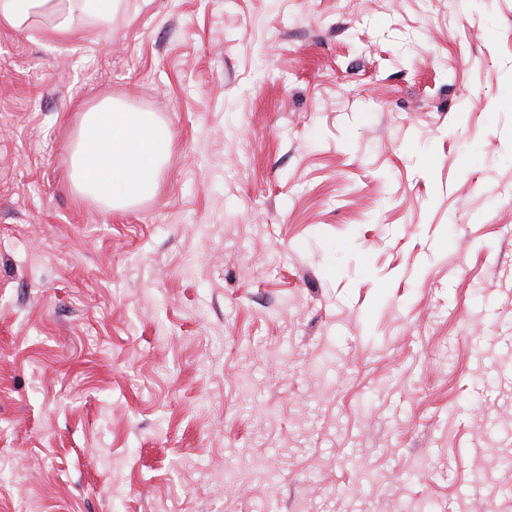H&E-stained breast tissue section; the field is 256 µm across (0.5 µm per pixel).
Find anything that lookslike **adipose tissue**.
Instances as JSON below:
<instances>
[{"instance_id": "obj_1", "label": "adipose tissue", "mask_w": 512, "mask_h": 512, "mask_svg": "<svg viewBox=\"0 0 512 512\" xmlns=\"http://www.w3.org/2000/svg\"><path fill=\"white\" fill-rule=\"evenodd\" d=\"M52 14L54 34L67 36L72 12L58 0H0V24L19 28L34 14ZM165 124L152 112L107 102L85 112L71 149V184L108 210H126L154 195L171 150Z\"/></svg>"}]
</instances>
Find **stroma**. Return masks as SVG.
<instances>
[{
	"instance_id": "stroma-1",
	"label": "stroma",
	"mask_w": 512,
	"mask_h": 512,
	"mask_svg": "<svg viewBox=\"0 0 512 512\" xmlns=\"http://www.w3.org/2000/svg\"><path fill=\"white\" fill-rule=\"evenodd\" d=\"M0 24V512H512V0ZM156 113L155 195L70 183ZM171 144L155 113L104 103L83 115L71 149L72 187L109 211L129 209L154 195Z\"/></svg>"
}]
</instances>
